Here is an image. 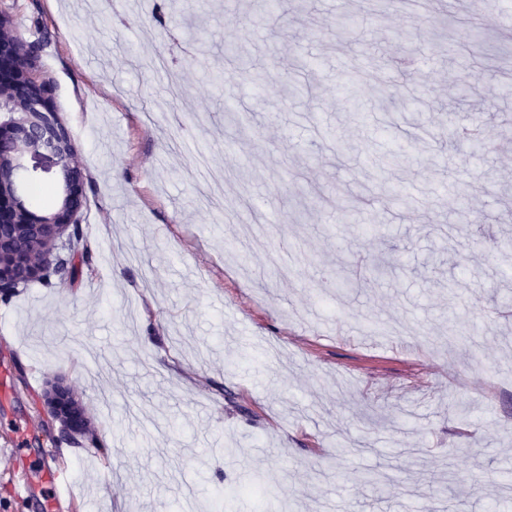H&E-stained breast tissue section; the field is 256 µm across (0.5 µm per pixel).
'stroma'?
Masks as SVG:
<instances>
[{"label":"stroma","mask_w":512,"mask_h":512,"mask_svg":"<svg viewBox=\"0 0 512 512\" xmlns=\"http://www.w3.org/2000/svg\"><path fill=\"white\" fill-rule=\"evenodd\" d=\"M91 2L0 0L26 39L49 34L36 70L79 151L90 247L77 275L0 302V512H32L16 454L33 485L66 465L61 512H215L220 487L264 512L257 473L288 512H512V0L495 18L288 0L274 23L260 0ZM375 8L363 40L337 35V14ZM246 33L274 77L250 94L224 58ZM458 33L477 43L463 102ZM359 56L358 86L395 73L421 110L361 120L339 90ZM451 112L482 141L419 136ZM20 163L22 199L55 187L52 158ZM462 197L480 221L452 233ZM59 374L108 456L43 414Z\"/></svg>","instance_id":"1"}]
</instances>
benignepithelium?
<instances>
[{
    "label": "benign epithelium",
    "mask_w": 512,
    "mask_h": 512,
    "mask_svg": "<svg viewBox=\"0 0 512 512\" xmlns=\"http://www.w3.org/2000/svg\"><path fill=\"white\" fill-rule=\"evenodd\" d=\"M39 53L0 12V295L7 297L54 269L57 250L79 224L83 171L76 144L50 105L53 86L31 75ZM26 152L50 156L58 167V190L43 215L18 198L19 158ZM44 413L62 432L85 436L89 422L63 378L47 382Z\"/></svg>",
    "instance_id": "7a95c632"
}]
</instances>
